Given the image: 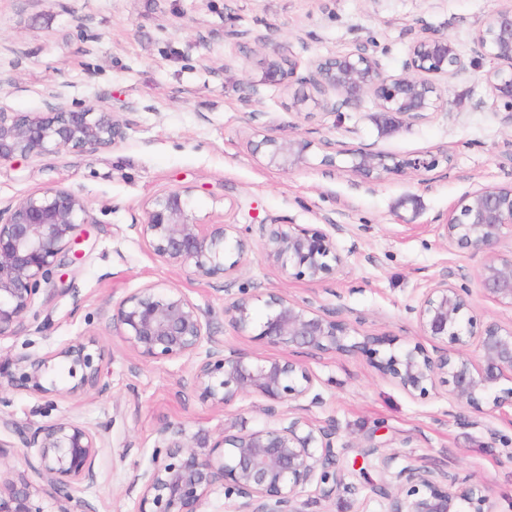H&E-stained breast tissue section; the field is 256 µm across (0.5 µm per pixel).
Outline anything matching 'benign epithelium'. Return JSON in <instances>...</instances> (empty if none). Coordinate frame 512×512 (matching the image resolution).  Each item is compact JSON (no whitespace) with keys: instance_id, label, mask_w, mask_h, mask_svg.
Masks as SVG:
<instances>
[{"instance_id":"1","label":"benign epithelium","mask_w":512,"mask_h":512,"mask_svg":"<svg viewBox=\"0 0 512 512\" xmlns=\"http://www.w3.org/2000/svg\"><path fill=\"white\" fill-rule=\"evenodd\" d=\"M477 53L493 66L485 82L493 103L512 113V7L491 11L475 35ZM288 43L268 60L264 81L292 85L296 64ZM466 68L464 56L446 35L424 32L411 44L403 72H386L364 46L317 59L309 76L299 79L311 92L294 94V106L307 101L327 113L358 108L370 99L390 125L424 119L448 105L436 82ZM129 123L99 105L68 108L48 105L47 114L7 112L0 108V162L15 156L40 157L63 150L96 152L123 141ZM250 149L283 170L308 164L312 142L297 136L263 137ZM431 154L397 156L357 150L350 171L372 182L436 165ZM142 223L130 225L156 257L171 266L224 287L238 277L248 241L233 224L200 222L187 190L153 196ZM94 223L88 203L62 187L32 192L0 207V339L14 337L37 318L40 299L66 292L57 282L60 270L82 261L76 248L83 226ZM330 229L295 224H261L263 256L284 274L319 282L344 263ZM448 245L486 254L479 274L482 290L512 308V253L495 245L512 231V187H481L466 195L437 225ZM230 256L236 260L227 262ZM468 289L444 277L413 309L423 335L435 343L450 341L454 353L420 345L393 349L375 361L377 370L413 394L427 392L436 376L446 375L454 398L477 405L493 397V410L512 426V388L498 393L501 381H512V323L490 321L480 332L461 323ZM259 336L289 353L360 350L378 355L376 347L393 341L360 334L327 309L301 304L270 293ZM233 329L245 334L254 324L246 289L224 306ZM112 327L143 363L182 360L198 399L222 411L236 398L254 396L269 416L289 406L292 416L274 428L213 434L192 431L184 423L155 430L151 463L140 474L133 512H201L214 494L231 501V512H306L308 497L328 500L344 488V471L336 466V424L318 426L305 413L323 402L313 376L298 361L281 355L247 356L224 346L214 313L180 288L147 283L112 302ZM475 349L478 358L469 355ZM68 365L73 385L58 386L51 377L57 362ZM105 351L89 337L42 354L0 352V396L26 392L54 406L58 399L99 390ZM0 429L15 436L0 441V512H93L75 494L96 477L95 462L108 447L107 431L63 415L36 427L23 426L0 414ZM18 448V469L5 462L7 449ZM394 478L409 485L406 494L389 483L372 493L385 501V512H497L488 486L478 481L459 491L445 475L407 465Z\"/></svg>"}]
</instances>
